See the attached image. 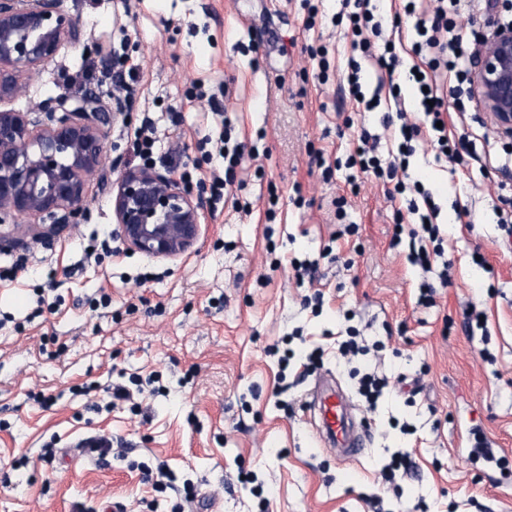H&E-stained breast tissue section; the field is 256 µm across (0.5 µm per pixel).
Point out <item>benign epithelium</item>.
I'll use <instances>...</instances> for the list:
<instances>
[{
	"label": "benign epithelium",
	"mask_w": 512,
	"mask_h": 512,
	"mask_svg": "<svg viewBox=\"0 0 512 512\" xmlns=\"http://www.w3.org/2000/svg\"><path fill=\"white\" fill-rule=\"evenodd\" d=\"M76 19L60 0H0V102L15 97L20 74L32 76L59 51ZM480 102L499 130L512 137V30H496L474 60ZM124 114L95 94L76 105L61 93L30 112L0 108V224L47 216L34 233L50 241L78 223L103 155L104 128ZM119 236L130 251L170 259L197 243L201 197L154 168L123 172L112 196Z\"/></svg>",
	"instance_id": "7a95c632"
}]
</instances>
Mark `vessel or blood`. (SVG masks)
I'll use <instances>...</instances> for the list:
<instances>
[{"instance_id": "obj_1", "label": "vessel or blood", "mask_w": 512, "mask_h": 512, "mask_svg": "<svg viewBox=\"0 0 512 512\" xmlns=\"http://www.w3.org/2000/svg\"><path fill=\"white\" fill-rule=\"evenodd\" d=\"M312 405L316 411L314 431L324 448L343 461L355 460L363 454L369 430L353 429L348 418L351 401L344 391L334 387L315 390Z\"/></svg>"}]
</instances>
